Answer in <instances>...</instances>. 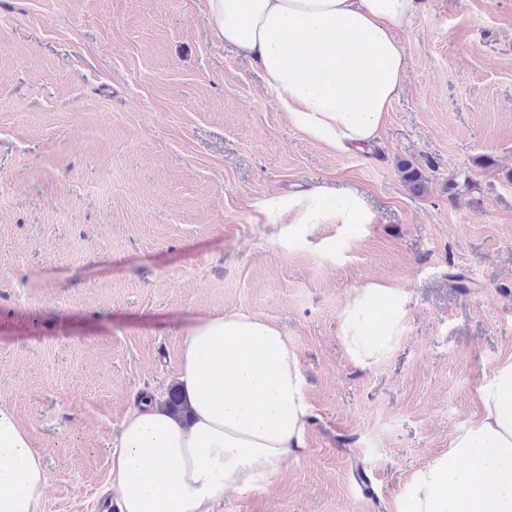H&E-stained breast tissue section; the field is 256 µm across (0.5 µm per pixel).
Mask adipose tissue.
Returning a JSON list of instances; mask_svg holds the SVG:
<instances>
[{
    "instance_id": "adipose-tissue-1",
    "label": "adipose tissue",
    "mask_w": 512,
    "mask_h": 512,
    "mask_svg": "<svg viewBox=\"0 0 512 512\" xmlns=\"http://www.w3.org/2000/svg\"><path fill=\"white\" fill-rule=\"evenodd\" d=\"M215 37L250 58L292 128L336 153L380 137L407 68L401 36L422 0H206ZM268 214L305 226L334 218L371 224L353 190L323 187L265 201ZM400 290L353 287L340 336L360 367L395 344ZM177 384L186 415L146 395L112 441L118 512H214L227 492L269 485L306 446L314 410L299 354L275 324L227 310L181 336ZM476 420L416 470L400 512H512V356L478 388ZM47 474L27 431L0 407V512H38Z\"/></svg>"
}]
</instances>
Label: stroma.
Here are the masks:
<instances>
[{"label": "stroma", "mask_w": 512, "mask_h": 512, "mask_svg": "<svg viewBox=\"0 0 512 512\" xmlns=\"http://www.w3.org/2000/svg\"><path fill=\"white\" fill-rule=\"evenodd\" d=\"M424 2L379 144L338 154L289 126L205 0H0V405L48 475L39 512L116 498L133 396L165 398L189 319L227 309L288 335L315 416L217 512H399L468 424L512 355V0ZM315 184L359 190L374 223L296 237L264 211ZM367 281L407 302L361 368L340 314Z\"/></svg>", "instance_id": "stroma-1"}]
</instances>
